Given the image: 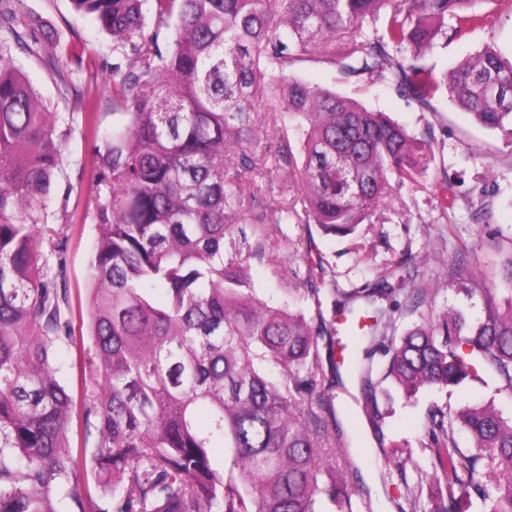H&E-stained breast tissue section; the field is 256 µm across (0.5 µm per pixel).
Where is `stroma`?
Here are the masks:
<instances>
[{
  "instance_id": "stroma-1",
  "label": "stroma",
  "mask_w": 512,
  "mask_h": 512,
  "mask_svg": "<svg viewBox=\"0 0 512 512\" xmlns=\"http://www.w3.org/2000/svg\"><path fill=\"white\" fill-rule=\"evenodd\" d=\"M35 24L47 25L57 41L84 46L82 64L73 78L89 92L88 101L64 99L58 93L47 60L18 55L17 62L45 103L59 114L61 127L70 135L62 154L56 187L50 204L48 222L69 236L63 256L46 254L44 270L66 272L70 290L73 321L77 338L62 345L56 361L61 376L74 396H81V363L89 345L84 321L87 317L86 276L89 255L97 237L93 219L95 186L93 169L97 133L122 124L123 117L112 108L113 80L112 39L83 19L70 0H23ZM493 40L504 53L512 52V16L502 17L493 32L478 33L465 39H453L438 45L424 58L426 65L444 72L463 58L476 52L486 41ZM300 78L313 85L330 87L359 100L370 110L382 112L405 127L414 137L434 132L444 145V166L439 178L445 179L458 194L469 197L471 204L456 209L452 222L459 241L471 246L476 260L496 261L512 253V243L497 236V231L512 224V145L502 133L485 130L467 114L448 101H440L436 111H420L416 104L400 98L384 84H343L333 70L303 65ZM439 217L438 202L429 185L402 188L393 204L388 222L375 225L368 239L376 252L377 263L384 264L411 257L432 287L438 288L437 309L455 305L470 316H480V294L464 298L457 285L448 278V233ZM310 255L322 256L338 286L349 290L364 287L374 274L358 264L351 253L347 236L314 232ZM491 378L467 381L440 390L429 388L416 399L405 400L390 382L377 389L381 419L371 423L364 409L365 396L360 385L345 380L335 390L336 425L352 456L356 470L347 472L346 481L354 496L369 498L373 512H400L399 496L404 484H416L422 472L431 466L423 448L429 442V416L435 408L458 409L479 401H494L506 415L512 416V396L498 392ZM395 442L405 448L407 462L396 467L393 458L380 451L381 442Z\"/></svg>"
}]
</instances>
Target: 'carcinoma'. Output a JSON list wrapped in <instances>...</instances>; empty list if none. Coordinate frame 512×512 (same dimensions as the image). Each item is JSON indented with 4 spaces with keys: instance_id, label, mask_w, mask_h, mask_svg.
Segmentation results:
<instances>
[{
    "instance_id": "cac0c4a2",
    "label": "carcinoma",
    "mask_w": 512,
    "mask_h": 512,
    "mask_svg": "<svg viewBox=\"0 0 512 512\" xmlns=\"http://www.w3.org/2000/svg\"><path fill=\"white\" fill-rule=\"evenodd\" d=\"M112 36L114 106L126 122L96 146L98 236L88 268L83 359L89 389L77 400L54 361L75 330L63 272L50 279L42 248L68 239L47 224L68 131L57 125L13 52L50 58L63 96L69 63L22 0H0V512H372L353 497L343 445L329 431L334 396L319 339L328 330L318 282L290 288L314 313L259 298L252 264L277 280L288 267L269 226L315 224L353 235L384 224L386 200L418 186L436 160L434 138L295 70L326 66L342 81H383L423 111L445 98L512 145V58L492 42L436 75L424 57L439 38L492 27L512 0H71ZM156 19L149 28L148 16ZM172 28L166 43L162 28ZM264 105L282 123L256 127ZM273 202L267 194L280 185ZM442 215L467 202L433 178ZM469 249L448 256L464 275ZM483 290L482 317L461 308L436 318L435 289L408 258L335 304L368 319L348 375L380 417L373 377L403 395L493 376L512 395V252ZM418 323L395 335L398 322ZM387 360L374 365L376 352ZM95 430V489L79 477L73 415ZM472 440L461 468L456 431ZM224 449L221 465L213 449ZM431 507L407 490L409 512H466L472 490L485 512H512V417L491 403L431 416Z\"/></svg>"
}]
</instances>
